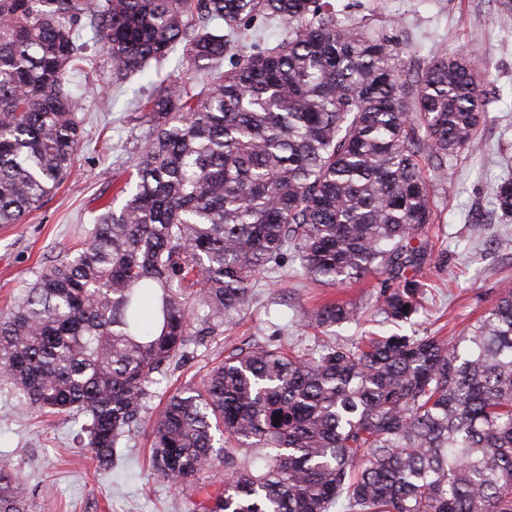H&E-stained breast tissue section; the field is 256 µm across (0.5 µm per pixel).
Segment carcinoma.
<instances>
[{"instance_id":"cac0c4a2","label":"carcinoma","mask_w":512,"mask_h":512,"mask_svg":"<svg viewBox=\"0 0 512 512\" xmlns=\"http://www.w3.org/2000/svg\"><path fill=\"white\" fill-rule=\"evenodd\" d=\"M258 19L284 26L275 46L255 39ZM87 29L117 81L179 44L195 73L232 61L199 95L187 80L137 103L136 181L0 311L18 408L83 420L102 470L147 425L158 479L191 487L224 466L214 495L174 512H512V287L450 339L236 348L148 418L157 377L288 253L333 288L385 277L380 313L413 323L434 192L448 157L479 148L476 61L435 53L411 73L387 33L339 22L330 0H0V224L72 174L83 99L67 76L96 70ZM490 202L512 217V178ZM362 314L330 301L308 325ZM26 493L1 460L0 512H27Z\"/></svg>"}]
</instances>
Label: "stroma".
Here are the masks:
<instances>
[{
	"instance_id": "35a3bbf8",
	"label": "stroma",
	"mask_w": 512,
	"mask_h": 512,
	"mask_svg": "<svg viewBox=\"0 0 512 512\" xmlns=\"http://www.w3.org/2000/svg\"><path fill=\"white\" fill-rule=\"evenodd\" d=\"M338 21L370 12L401 49L402 66L425 63L436 52L466 53L479 64L486 90L485 122L478 130L480 151L448 161V180L435 203L441 221L428 225L433 264L422 272L423 311L416 335L456 336L474 323L505 286H512V220L493 211L489 191L512 177V14L496 0H335ZM150 80L130 77L113 83L107 65L76 82L85 97L81 114L85 144L74 175L23 223L0 226V309L36 279L40 265L80 243L95 197L111 199L115 173L135 178L133 158L144 135L133 121L149 81L185 79L187 66L175 52L150 66ZM288 275L260 282L249 307L223 335L206 338L188 355L183 369L156 385L150 413L162 408L180 381L204 374L229 345L263 340L318 350L326 341L354 343L361 336L394 333L376 310L381 281L367 277L344 289L306 280L293 255L282 260ZM341 297L366 308L362 323H344L318 332L301 326L303 315L322 301ZM75 423L41 418L15 406L0 381V460L8 459L28 478L31 512H168L170 500L190 499L187 488L159 481L149 468L150 437L140 432L124 449L116 468L97 471L89 449L72 440Z\"/></svg>"
}]
</instances>
